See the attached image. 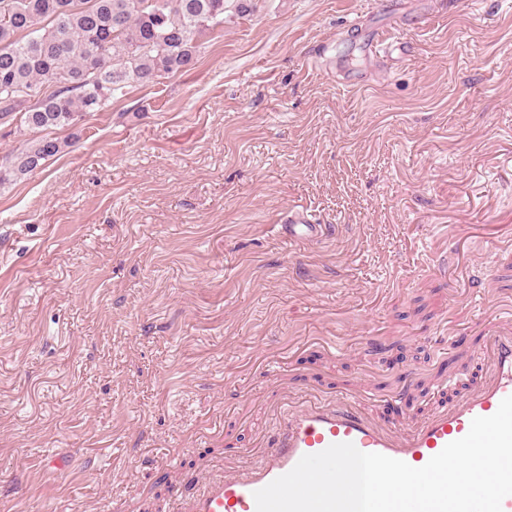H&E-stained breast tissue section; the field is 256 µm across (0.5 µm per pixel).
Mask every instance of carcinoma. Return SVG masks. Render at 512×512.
Instances as JSON below:
<instances>
[{
  "label": "carcinoma",
  "instance_id": "1",
  "mask_svg": "<svg viewBox=\"0 0 512 512\" xmlns=\"http://www.w3.org/2000/svg\"><path fill=\"white\" fill-rule=\"evenodd\" d=\"M229 0H0V121L77 126L125 95L192 65L198 38L224 30ZM69 142L42 137L0 164V186Z\"/></svg>",
  "mask_w": 512,
  "mask_h": 512
}]
</instances>
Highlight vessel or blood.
<instances>
[{
    "instance_id": "obj_1",
    "label": "vessel or blood",
    "mask_w": 512,
    "mask_h": 512,
    "mask_svg": "<svg viewBox=\"0 0 512 512\" xmlns=\"http://www.w3.org/2000/svg\"><path fill=\"white\" fill-rule=\"evenodd\" d=\"M288 236L310 241L324 237L327 227L305 215L287 216ZM512 395V314L499 318L488 336V368L483 383L428 415L414 427L398 430L380 422L362 402L347 397L325 401L304 395L290 405L273 440L272 451L251 469L209 479L195 488L193 478L176 482L170 512H256L255 491L289 472L303 455L331 444L350 442L360 451L380 453L424 466L448 443L464 437L477 417L494 414Z\"/></svg>"
}]
</instances>
